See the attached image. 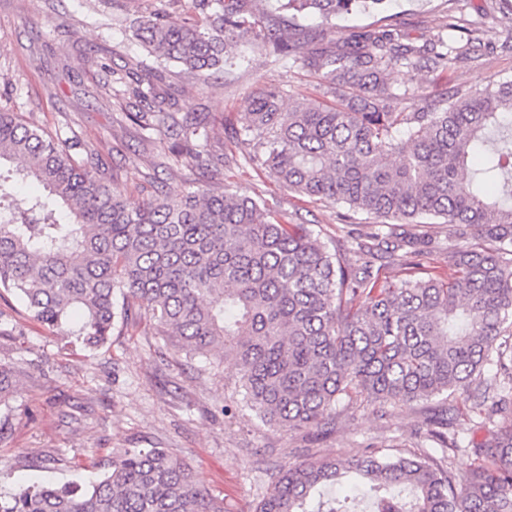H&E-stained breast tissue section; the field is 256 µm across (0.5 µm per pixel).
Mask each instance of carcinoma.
Masks as SVG:
<instances>
[{"instance_id":"cac0c4a2","label":"carcinoma","mask_w":512,"mask_h":512,"mask_svg":"<svg viewBox=\"0 0 512 512\" xmlns=\"http://www.w3.org/2000/svg\"><path fill=\"white\" fill-rule=\"evenodd\" d=\"M384 0H278L284 19L314 14L335 35L336 17ZM205 25L164 10L142 12L129 28L162 66L119 74L112 84L148 105L127 120L143 136L166 129L169 152L218 172L207 150L203 112H174L167 65L208 82L239 56L248 33L286 61L301 42L278 23L252 18L247 0H192ZM458 48L443 38L403 41L384 25L301 57L333 101L284 106L278 88L252 92L236 135L252 146L246 164L291 191L340 204L373 231L344 234L331 249L305 224H290L251 196L211 179L172 198L163 188L135 208L99 156L0 110V292L30 319L96 350L116 318L150 326L189 358L215 367L236 359L234 393L263 423L325 432L336 403L429 400L472 382L491 361L512 369V80L468 93L427 94L422 68L444 71ZM400 72L393 90L385 76ZM413 100L414 110L400 111ZM43 192L22 206L15 182ZM420 224H451L466 247L448 244L453 281L425 271L438 247ZM18 373L0 362V404L17 393ZM483 391L494 415L512 402ZM453 413L429 419L425 440L458 449ZM480 464L461 485L430 453L385 448L343 462L284 468L256 512H512V426L471 448ZM354 475L358 501L331 492ZM0 512H224L195 472L165 448H127L101 476L80 485L38 486L0 495Z\"/></svg>"}]
</instances>
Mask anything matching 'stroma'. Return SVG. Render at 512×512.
<instances>
[{
    "label": "stroma",
    "instance_id": "35a3bbf8",
    "mask_svg": "<svg viewBox=\"0 0 512 512\" xmlns=\"http://www.w3.org/2000/svg\"><path fill=\"white\" fill-rule=\"evenodd\" d=\"M155 8L190 17L191 0H0V109L19 113L51 134L74 135L94 149L135 206L163 185L173 197L191 191L199 178L186 158L169 153V137L143 138L126 121L144 104L113 89L102 64L146 71L157 60L125 29L123 17ZM475 29L481 50L470 52L445 71H420L426 91L464 92L492 79H512V0H386L382 10L338 17L337 31L391 25L420 45L446 36L461 47L466 34L448 29L449 17ZM66 21L70 33L55 30ZM244 68L200 81L172 69L179 112H203L212 128L213 155L242 156L249 147L232 140L248 98L262 84L283 89L290 101L323 100L327 93L301 62H274L261 50L248 54ZM219 179L241 187L295 223L311 225L328 244L340 234L343 206L327 204L282 188L251 168H222ZM0 361L21 371L18 391L0 405V493L22 486L86 483L95 470L71 466L84 449L106 463L124 448H165L187 463L203 486L223 499L224 512H256L280 469L323 457L345 459L387 444L404 454H419L420 432L430 402H370L341 399L334 429L318 436L266 425L231 397L237 378L233 360L217 368L189 360L156 336L115 327L111 346L85 350L74 338L32 321L12 296L0 297ZM476 387L443 396V404L463 409L456 427L462 443L445 464L459 478L477 465L469 441L493 437L504 426L499 417L469 414ZM87 414L70 417L73 404Z\"/></svg>",
    "mask_w": 512,
    "mask_h": 512
}]
</instances>
